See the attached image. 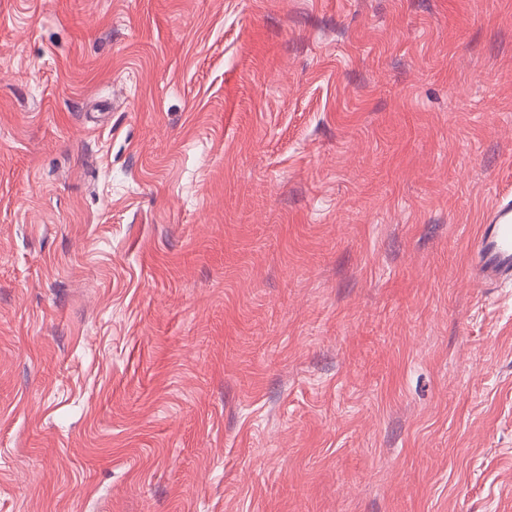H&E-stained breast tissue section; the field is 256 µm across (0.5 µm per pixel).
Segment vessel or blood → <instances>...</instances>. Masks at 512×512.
<instances>
[{"label":"vessel or blood","instance_id":"b4317fda","mask_svg":"<svg viewBox=\"0 0 512 512\" xmlns=\"http://www.w3.org/2000/svg\"><path fill=\"white\" fill-rule=\"evenodd\" d=\"M471 272L488 284L512 279V202L497 200L470 242Z\"/></svg>","mask_w":512,"mask_h":512}]
</instances>
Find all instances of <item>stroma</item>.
Returning <instances> with one entry per match:
<instances>
[{"label": "stroma", "mask_w": 512, "mask_h": 512, "mask_svg": "<svg viewBox=\"0 0 512 512\" xmlns=\"http://www.w3.org/2000/svg\"><path fill=\"white\" fill-rule=\"evenodd\" d=\"M512 0H0V512H512ZM471 274L488 284L512 278V202L498 199L486 210L470 242Z\"/></svg>", "instance_id": "1"}]
</instances>
